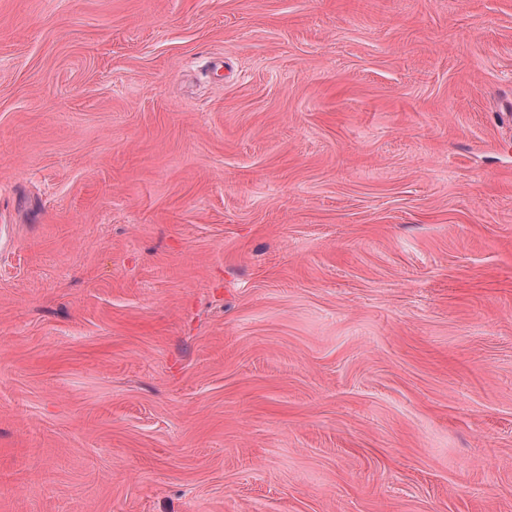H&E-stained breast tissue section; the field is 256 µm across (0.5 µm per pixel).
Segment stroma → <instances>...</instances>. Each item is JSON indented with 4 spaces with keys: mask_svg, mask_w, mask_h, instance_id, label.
<instances>
[{
    "mask_svg": "<svg viewBox=\"0 0 512 512\" xmlns=\"http://www.w3.org/2000/svg\"><path fill=\"white\" fill-rule=\"evenodd\" d=\"M512 0H0V512H512Z\"/></svg>",
    "mask_w": 512,
    "mask_h": 512,
    "instance_id": "1",
    "label": "stroma"
}]
</instances>
